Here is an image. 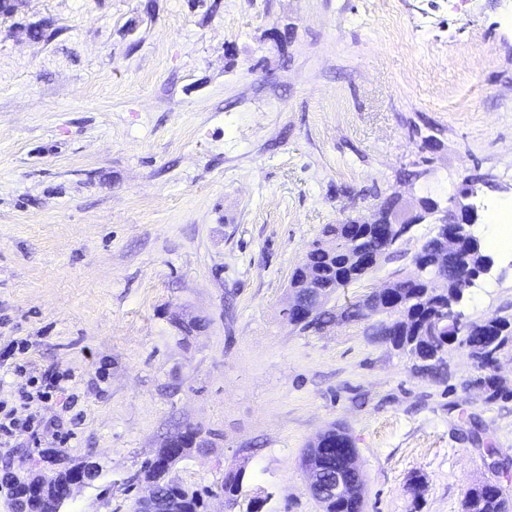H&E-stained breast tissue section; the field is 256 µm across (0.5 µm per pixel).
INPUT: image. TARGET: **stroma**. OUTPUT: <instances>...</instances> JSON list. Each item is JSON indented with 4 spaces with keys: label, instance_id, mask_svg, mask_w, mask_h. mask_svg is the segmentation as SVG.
<instances>
[{
    "label": "stroma",
    "instance_id": "obj_1",
    "mask_svg": "<svg viewBox=\"0 0 512 512\" xmlns=\"http://www.w3.org/2000/svg\"><path fill=\"white\" fill-rule=\"evenodd\" d=\"M468 176L488 179L482 239L512 207V0H18L0 17V360L64 391L24 406L0 382L15 418L60 423L0 445V512L8 475L88 463L61 512H128L188 426L210 445L173 474L209 512H322L300 457L334 425L364 512H461L492 476L512 493V399L487 401L467 350L438 379L376 336L383 314L341 316L432 225L339 289L323 329L282 315L323 225ZM492 261L466 320L512 315V254Z\"/></svg>",
    "mask_w": 512,
    "mask_h": 512
}]
</instances>
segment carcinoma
I'll return each instance as SVG.
<instances>
[{"label": "carcinoma", "mask_w": 512, "mask_h": 512, "mask_svg": "<svg viewBox=\"0 0 512 512\" xmlns=\"http://www.w3.org/2000/svg\"><path fill=\"white\" fill-rule=\"evenodd\" d=\"M424 207L430 214L424 219L426 224H439L448 219V201L422 198ZM396 243L385 238L375 229L347 220L341 224H327L321 237L315 240L306 254L307 264L297 268L290 280V287L303 288L311 283L319 288L330 289L335 294L359 281L372 272L362 265L366 256L374 253L387 259L396 253ZM486 258L480 250H473L472 264L467 267L442 252L441 242L435 236L426 239L419 251L412 257V269L397 278L390 286L375 294L380 310L390 321L381 324L378 334L390 341L392 346L421 361L425 370H439L445 365L448 346L456 344L469 353V356L486 374L479 378L488 399L508 398L494 381L491 369L498 356L504 351H512V319L494 316L482 321H472L469 328L460 333L448 326L443 333L431 339L424 337L422 328L437 325L443 315L448 300L455 298L457 288L472 276L481 261ZM447 274V294H437L434 288L436 278ZM327 313L317 306L299 305L297 311L288 315V322L306 330L321 328L329 320ZM357 448L352 437L341 428L326 432L325 441L313 444L303 456L317 462V477L324 482L333 480L336 473H342L346 486L343 495L336 497L325 494L318 498L323 512H364V478L357 466H347V458H355ZM144 481L163 498L180 496L182 512H204V501L200 493L178 485L170 474L156 468L149 462L143 469ZM242 470L230 471L224 478V495L232 498L242 489ZM40 481V475L10 477L9 497L6 500L12 512H37L38 502L29 490ZM462 512H512V500L498 481L484 480L472 484L464 497Z\"/></svg>", "instance_id": "cac0c4a2"}]
</instances>
